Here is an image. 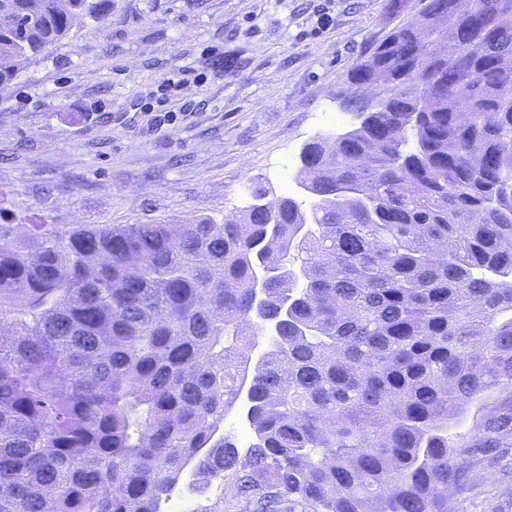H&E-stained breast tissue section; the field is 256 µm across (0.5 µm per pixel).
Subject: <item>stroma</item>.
Segmentation results:
<instances>
[{"label": "stroma", "mask_w": 512, "mask_h": 512, "mask_svg": "<svg viewBox=\"0 0 512 512\" xmlns=\"http://www.w3.org/2000/svg\"><path fill=\"white\" fill-rule=\"evenodd\" d=\"M418 0H112L0 88V207L13 223L186 224L300 196V152L358 121L344 74ZM171 80V121L151 99ZM452 512H512V448Z\"/></svg>", "instance_id": "35a3bbf8"}]
</instances>
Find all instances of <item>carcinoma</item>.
Segmentation results:
<instances>
[{"instance_id": "obj_1", "label": "carcinoma", "mask_w": 512, "mask_h": 512, "mask_svg": "<svg viewBox=\"0 0 512 512\" xmlns=\"http://www.w3.org/2000/svg\"><path fill=\"white\" fill-rule=\"evenodd\" d=\"M419 4L344 77L359 125L304 145L309 207L0 224V512H161L188 468L213 512H448L512 447V0ZM111 10L0 0V82Z\"/></svg>"}]
</instances>
